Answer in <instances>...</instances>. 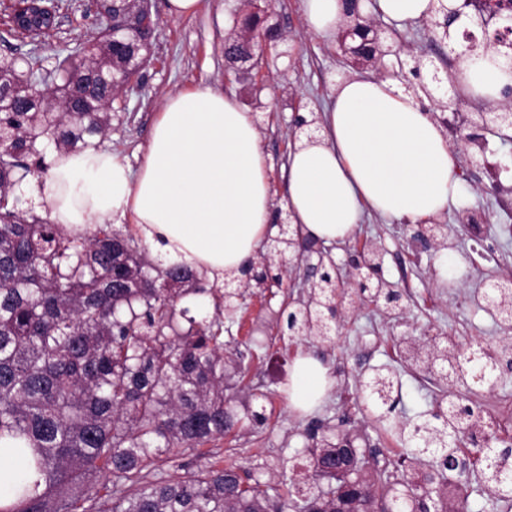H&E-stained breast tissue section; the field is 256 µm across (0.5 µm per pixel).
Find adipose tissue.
I'll return each mask as SVG.
<instances>
[{
    "label": "adipose tissue",
    "instance_id": "adipose-tissue-1",
    "mask_svg": "<svg viewBox=\"0 0 512 512\" xmlns=\"http://www.w3.org/2000/svg\"><path fill=\"white\" fill-rule=\"evenodd\" d=\"M460 0H376L393 20H417ZM467 19L450 28L466 95L493 101L512 85V69L479 68L462 38ZM34 210L71 229L132 219L162 255L214 278L233 277L261 244L277 236L267 157L254 115L234 94L212 87L169 95L139 167L87 148L56 157L46 181L20 187ZM460 192L459 166L439 124L395 80L355 77L342 83L316 142L288 155V221L324 243L351 237L365 211L416 223L440 216ZM326 370L297 359L287 387L293 407L322 397Z\"/></svg>",
    "mask_w": 512,
    "mask_h": 512
}]
</instances>
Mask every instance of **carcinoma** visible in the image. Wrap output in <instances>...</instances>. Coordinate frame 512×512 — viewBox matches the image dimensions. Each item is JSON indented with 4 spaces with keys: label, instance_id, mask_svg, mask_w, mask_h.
<instances>
[{
    "label": "carcinoma",
    "instance_id": "1",
    "mask_svg": "<svg viewBox=\"0 0 512 512\" xmlns=\"http://www.w3.org/2000/svg\"><path fill=\"white\" fill-rule=\"evenodd\" d=\"M446 8L432 20L433 42L448 41ZM343 31L350 53L366 61L385 54L364 13L345 4ZM13 31L32 41L52 36L48 24ZM156 28L102 38L66 54L52 71L35 56L28 63L0 55V453L15 468L0 480V512H417L423 485L409 481L393 499L390 477L376 475L365 492L336 498L319 484L323 465L362 470L360 453L336 441L310 451L306 472L272 486L233 467L201 470L182 479L160 472L180 449L224 438L240 421L225 405L223 322L196 320L177 302L208 292L205 274L182 263L153 264L139 240L110 224L74 232L21 208L16 186L45 174L43 155L99 147L112 128L113 83L139 73ZM86 80L78 96L69 76ZM486 309L512 322V283L486 287ZM316 303L286 319L304 333L331 340L322 316L349 295L316 289ZM423 365L446 364L444 378L465 379L492 359L453 361L454 345L407 350ZM364 399L386 433L398 399V381L386 368L359 378ZM440 425L417 424L406 459L439 449L443 466L464 449L455 433L481 426L484 411L448 394ZM487 489L512 502V448H483ZM39 479L31 480L33 475Z\"/></svg>",
    "mask_w": 512,
    "mask_h": 512
}]
</instances>
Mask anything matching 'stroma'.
<instances>
[{
	"label": "stroma",
	"instance_id": "35a3bbf8",
	"mask_svg": "<svg viewBox=\"0 0 512 512\" xmlns=\"http://www.w3.org/2000/svg\"><path fill=\"white\" fill-rule=\"evenodd\" d=\"M86 2L71 0L68 11L61 15L51 47L39 52L43 69H55L66 50L99 35L95 15L84 9ZM166 2L151 0L158 28L140 69L139 83L112 99V128L103 148L131 166H139L160 105L169 93L206 86L231 92L256 116L270 164L272 202L283 207L296 113L323 115L341 83L353 77L376 76V68L350 54L340 34L322 38L310 32L301 0H257L259 32L274 31L278 39L263 44L253 58L256 70L265 76L264 82L240 79L224 54V39L240 0H201L199 12L183 19L169 18ZM382 27L406 37L400 56L386 57L387 73L399 72L401 62L412 56L445 70V62L432 48L428 21L386 19ZM499 108L496 101L468 98L460 107L473 127L479 128L486 149L472 154L462 144L454 146L461 169V192L439 221L449 229L451 251L458 263L455 278L449 281L442 276L438 257L408 248L411 223L365 212L350 239L330 244L331 255L341 264L360 242L381 246L383 275L404 293L400 313L390 317L374 304H360L346 314L333 344L323 345L309 337L279 334L280 311L288 304V288L275 289L269 299L253 295L249 308L224 317L229 330L224 338L226 361H233L240 352L246 353L249 361L248 367L235 374L228 395L231 406L243 415L253 395L266 394L267 421L259 427L243 424L216 444L178 453L163 466L167 476L174 479L214 463L241 467L263 481L280 479L294 462L308 459L304 431L314 420L343 431H360L367 447L393 457L405 447V439L379 432L371 414L356 404L354 391H342L338 383H331L321 404L310 412L294 410L286 393L288 380L268 376L269 360L290 367L297 358L310 356L331 372L344 366L352 378L372 366H391L401 385L396 425L409 428L429 419L438 402L446 398L449 386L438 375L397 360L392 351L395 342L409 339L424 347L432 338L450 334L464 341L475 338L498 349H512V323L500 322L476 300L484 281L512 276V212H504L484 189L486 169L491 164L499 168L503 184L512 188V141L503 140L495 126L479 120L480 114ZM467 214L481 219L482 238H472L461 226L459 219ZM468 396L487 413L507 412L512 407V368L502 367L492 386L470 382Z\"/></svg>",
	"mask_w": 512,
	"mask_h": 512
}]
</instances>
